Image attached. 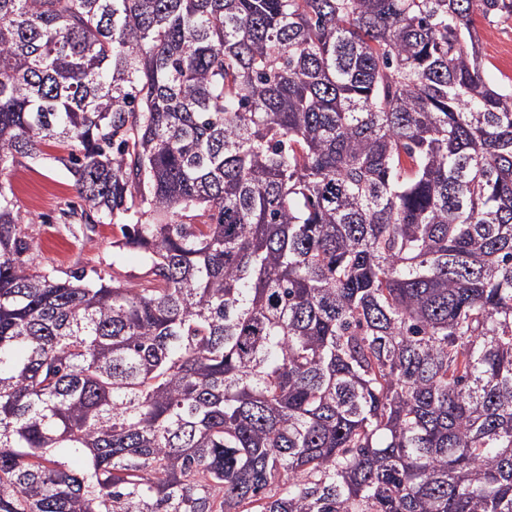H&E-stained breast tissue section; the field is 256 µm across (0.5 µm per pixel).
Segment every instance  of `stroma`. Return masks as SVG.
I'll use <instances>...</instances> for the list:
<instances>
[{
	"label": "stroma",
	"instance_id": "stroma-1",
	"mask_svg": "<svg viewBox=\"0 0 512 512\" xmlns=\"http://www.w3.org/2000/svg\"><path fill=\"white\" fill-rule=\"evenodd\" d=\"M482 48L492 77H512V64L503 55L512 46V20L478 25ZM60 148L44 147L33 159L9 172L18 207L24 219L33 220L39 243L37 260L41 266L56 269L59 276L70 275L80 267H91L112 259V227L100 226L96 242L81 244L66 235L60 217L64 211L80 207L73 181L59 158Z\"/></svg>",
	"mask_w": 512,
	"mask_h": 512
}]
</instances>
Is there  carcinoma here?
Listing matches in <instances>:
<instances>
[{
    "label": "carcinoma",
    "mask_w": 512,
    "mask_h": 512,
    "mask_svg": "<svg viewBox=\"0 0 512 512\" xmlns=\"http://www.w3.org/2000/svg\"><path fill=\"white\" fill-rule=\"evenodd\" d=\"M512 0H0V512H512ZM138 249L136 285L114 267ZM482 39V48L490 64L489 74L498 78L500 74L512 77V64L502 56L501 49L512 46V20L493 23H478ZM65 155L54 146H46L35 159H24L3 181L10 182L19 210L33 229L39 243L37 261L41 267L56 269L63 278L77 268L112 261V225L99 227L98 238L82 245L66 235L60 221L62 212L84 204L73 187V181L56 157Z\"/></svg>",
    "instance_id": "cac0c4a2"
}]
</instances>
